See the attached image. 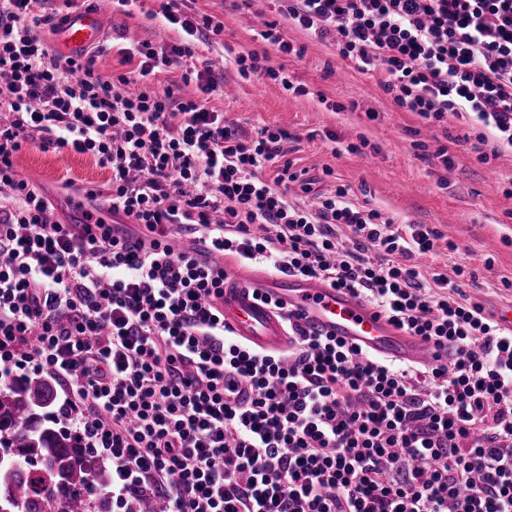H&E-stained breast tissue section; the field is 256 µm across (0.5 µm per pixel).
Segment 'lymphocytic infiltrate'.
Returning <instances> with one entry per match:
<instances>
[{
    "label": "lymphocytic infiltrate",
    "mask_w": 512,
    "mask_h": 512,
    "mask_svg": "<svg viewBox=\"0 0 512 512\" xmlns=\"http://www.w3.org/2000/svg\"><path fill=\"white\" fill-rule=\"evenodd\" d=\"M42 2L0 0V386L29 369L58 384L63 429L112 462V512H512V329L464 293L463 265L427 277L412 264L438 232L358 207L343 185L291 202L286 133L248 136L204 101L219 86L192 60L211 16L165 0L184 38L122 48L133 93L127 75L53 50L36 32ZM279 11L400 110L470 123L479 162L512 153V0ZM172 66L201 98L157 90ZM30 145L109 168L107 208L61 222L17 173ZM181 235L194 249L175 247ZM224 255L353 290L450 356L376 358L290 313L287 351L253 350L216 307Z\"/></svg>",
    "instance_id": "1"
}]
</instances>
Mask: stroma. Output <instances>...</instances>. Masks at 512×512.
<instances>
[{
    "mask_svg": "<svg viewBox=\"0 0 512 512\" xmlns=\"http://www.w3.org/2000/svg\"><path fill=\"white\" fill-rule=\"evenodd\" d=\"M163 0H138L130 12L111 10L102 40L93 48L94 67L104 76L129 73L131 64L113 48V39L136 46L179 42L183 33L162 16ZM188 0L189 8L212 16L220 33L204 50L221 90L209 95L210 108L222 112L249 135L262 127L290 136L288 157L294 171L311 179L315 191L347 185L355 204L379 210L400 224H425L441 235L434 255L423 265L441 272L458 262L470 271L463 290L483 304L486 313L512 305V154L484 164L454 142L461 131L456 118L433 126L396 108L376 78L359 72L329 43L289 28L288 36L303 46L302 57L270 51L269 63L283 67L305 95L295 96L281 83L240 76L237 54L263 49L258 33L263 21L279 17L277 0ZM360 152H348L349 144ZM447 147L453 168L434 157ZM22 178L44 188L61 220L74 222L67 198L83 190H106L109 169L94 157L72 151L30 146L20 156ZM456 251H449L448 243Z\"/></svg>",
    "mask_w": 512,
    "mask_h": 512,
    "instance_id": "1",
    "label": "stroma"
}]
</instances>
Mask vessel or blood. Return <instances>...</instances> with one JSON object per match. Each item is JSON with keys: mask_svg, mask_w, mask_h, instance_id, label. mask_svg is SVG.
<instances>
[{"mask_svg": "<svg viewBox=\"0 0 512 512\" xmlns=\"http://www.w3.org/2000/svg\"><path fill=\"white\" fill-rule=\"evenodd\" d=\"M98 10L78 12L58 22L56 39L68 53L94 47L102 38L105 17L112 0H100ZM224 299L219 304L224 326L252 348L284 351L288 332L270 307L298 314L309 326L359 349L387 359L433 364L448 353L406 335L388 317L350 290L333 288L321 280L301 276L272 275L228 259L224 262Z\"/></svg>", "mask_w": 512, "mask_h": 512, "instance_id": "vessel-or-blood-1", "label": "vessel or blood"}]
</instances>
